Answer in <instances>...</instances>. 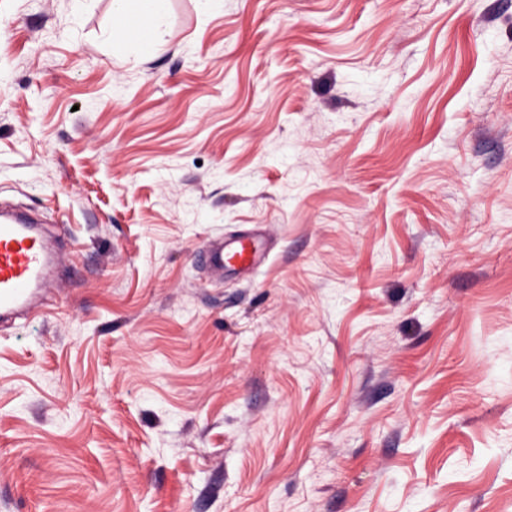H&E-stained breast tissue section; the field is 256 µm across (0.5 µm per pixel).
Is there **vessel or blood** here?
Returning a JSON list of instances; mask_svg holds the SVG:
<instances>
[{
    "mask_svg": "<svg viewBox=\"0 0 512 512\" xmlns=\"http://www.w3.org/2000/svg\"><path fill=\"white\" fill-rule=\"evenodd\" d=\"M265 243L254 236L216 239L206 249L208 268L216 273L227 268L248 270L261 262ZM49 263L42 236L35 233L30 217L0 215V312L10 313L32 304Z\"/></svg>",
    "mask_w": 512,
    "mask_h": 512,
    "instance_id": "obj_1",
    "label": "vessel or blood"
}]
</instances>
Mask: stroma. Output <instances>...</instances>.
Returning a JSON list of instances; mask_svg holds the SVG:
<instances>
[{"label":"stroma","instance_id":"1","mask_svg":"<svg viewBox=\"0 0 512 512\" xmlns=\"http://www.w3.org/2000/svg\"><path fill=\"white\" fill-rule=\"evenodd\" d=\"M0 0V512H512V0ZM258 232L248 273L207 242ZM163 0H113V14L126 22H135L150 34L151 25L162 8ZM25 215H0V311L11 313L31 307L49 263L45 239L35 233Z\"/></svg>","mask_w":512,"mask_h":512}]
</instances>
